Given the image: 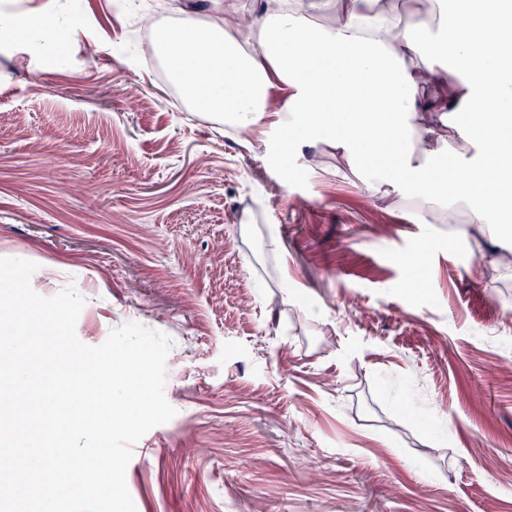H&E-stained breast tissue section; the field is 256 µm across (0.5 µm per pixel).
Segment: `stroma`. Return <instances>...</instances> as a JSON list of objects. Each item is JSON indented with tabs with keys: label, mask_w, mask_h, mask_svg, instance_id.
Instances as JSON below:
<instances>
[{
	"label": "stroma",
	"mask_w": 512,
	"mask_h": 512,
	"mask_svg": "<svg viewBox=\"0 0 512 512\" xmlns=\"http://www.w3.org/2000/svg\"><path fill=\"white\" fill-rule=\"evenodd\" d=\"M46 15L48 40L24 31ZM129 0H0V258L76 334L172 341L136 512H512V283L490 241L375 205L372 169L243 147L132 37ZM136 90L138 105L127 102ZM427 276L401 264L417 242Z\"/></svg>",
	"instance_id": "obj_1"
}]
</instances>
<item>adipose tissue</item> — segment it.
<instances>
[{"mask_svg":"<svg viewBox=\"0 0 512 512\" xmlns=\"http://www.w3.org/2000/svg\"><path fill=\"white\" fill-rule=\"evenodd\" d=\"M278 4L249 20L213 9L200 60L182 51L195 18L165 30L159 50L190 105L371 164L375 200L500 241L487 262L512 277V0H427L411 24L392 0ZM308 11L332 21L309 25Z\"/></svg>","mask_w":512,"mask_h":512,"instance_id":"1","label":"adipose tissue"}]
</instances>
